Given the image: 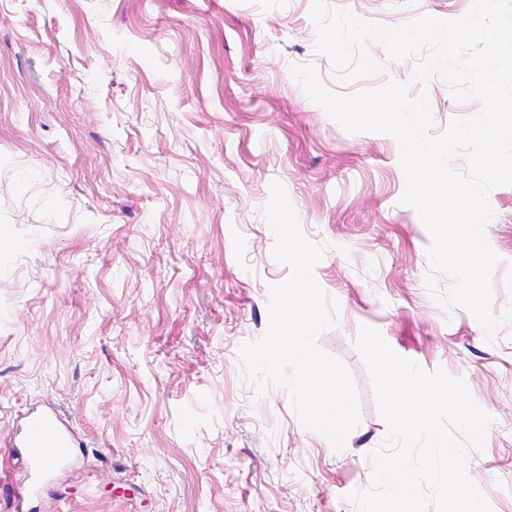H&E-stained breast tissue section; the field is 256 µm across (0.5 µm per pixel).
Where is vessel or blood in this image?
I'll use <instances>...</instances> for the list:
<instances>
[{
	"instance_id": "vessel-or-blood-1",
	"label": "vessel or blood",
	"mask_w": 512,
	"mask_h": 512,
	"mask_svg": "<svg viewBox=\"0 0 512 512\" xmlns=\"http://www.w3.org/2000/svg\"><path fill=\"white\" fill-rule=\"evenodd\" d=\"M73 443L71 431L64 427L54 412L33 410L22 419L14 448L24 449L26 467L17 484L16 503L37 495L41 485L53 467L67 457L66 450Z\"/></svg>"
}]
</instances>
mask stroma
<instances>
[{
  "label": "stroma",
  "instance_id": "35a3bbf8",
  "mask_svg": "<svg viewBox=\"0 0 512 512\" xmlns=\"http://www.w3.org/2000/svg\"><path fill=\"white\" fill-rule=\"evenodd\" d=\"M313 0H0V512H15L13 420L51 405L76 443L33 512H356L387 435L354 342L378 329L426 371L464 378L493 422L469 477L512 512V323L487 342L465 309L432 298L430 235L401 205L397 141L349 133L290 67L314 62L349 95L409 81L413 61L337 81L315 54ZM398 25L452 20L472 0H327ZM442 132L475 115L433 80ZM279 181L315 277L337 301L318 337L351 372L360 422L335 451L287 393L242 378L240 346L268 326L263 216ZM500 261L491 311L512 305V186L491 191Z\"/></svg>",
  "mask_w": 512,
  "mask_h": 512
}]
</instances>
